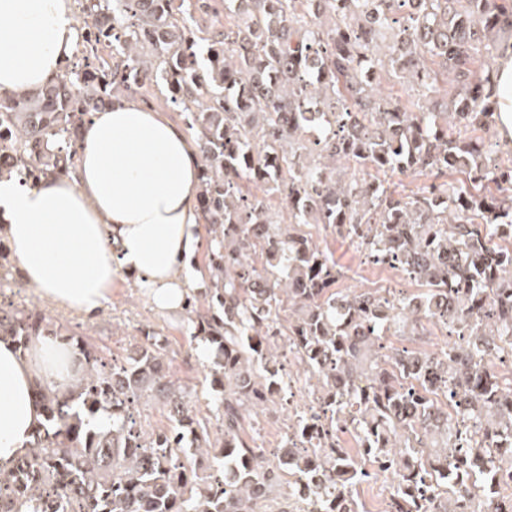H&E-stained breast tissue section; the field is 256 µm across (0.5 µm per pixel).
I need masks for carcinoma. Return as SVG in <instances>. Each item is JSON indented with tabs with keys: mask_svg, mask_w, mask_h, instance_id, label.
Wrapping results in <instances>:
<instances>
[{
	"mask_svg": "<svg viewBox=\"0 0 512 512\" xmlns=\"http://www.w3.org/2000/svg\"><path fill=\"white\" fill-rule=\"evenodd\" d=\"M84 55L38 89L0 99V158L25 181L66 175L75 130L122 94L155 82L184 113L200 151L196 195L211 234L205 288L184 305L221 394L215 472L192 468L186 438L210 448L154 341L116 366L67 338L86 376L66 395L37 389L44 420L29 454L0 471V512H259L317 471L322 512H367L357 487L389 474L388 512H487L496 471L512 469V378L488 365L512 353V165L491 161L497 87L487 57L512 47V0H80ZM224 4V24L203 16ZM112 46L102 63L101 44ZM397 82L404 103L384 93ZM292 121L284 123L283 115ZM430 183L403 194L390 173ZM442 182H436V179ZM277 192L287 211L260 194ZM323 224L374 264L409 266L421 291L335 289L333 255L301 230ZM453 299L444 310L443 295ZM292 310L283 324L284 304ZM455 340L434 352L380 353L383 336L424 322ZM42 320L0 306V338L21 352ZM287 336L312 393L330 403L313 455L266 454L241 436L286 374ZM414 414L400 413L406 395ZM161 397L168 427L136 428L129 407ZM351 429L361 451L335 445ZM152 458V465L144 459ZM469 479L455 481L460 463Z\"/></svg>",
	"mask_w": 512,
	"mask_h": 512,
	"instance_id": "cac0c4a2",
	"label": "carcinoma"
}]
</instances>
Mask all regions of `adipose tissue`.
Listing matches in <instances>:
<instances>
[{
    "label": "adipose tissue",
    "mask_w": 512,
    "mask_h": 512,
    "mask_svg": "<svg viewBox=\"0 0 512 512\" xmlns=\"http://www.w3.org/2000/svg\"><path fill=\"white\" fill-rule=\"evenodd\" d=\"M81 33L73 0H0V99L60 76ZM494 80L498 134L511 142V50ZM199 171L185 132L163 113L121 100L92 113L71 173L24 185L0 170V238L18 277L57 306L94 313L126 271L158 309L178 310L202 279ZM82 375L62 337L37 334L23 353L0 340V470L30 450L43 420L37 388L64 392Z\"/></svg>",
    "instance_id": "obj_1"
}]
</instances>
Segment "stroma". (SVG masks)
<instances>
[{"mask_svg":"<svg viewBox=\"0 0 512 512\" xmlns=\"http://www.w3.org/2000/svg\"><path fill=\"white\" fill-rule=\"evenodd\" d=\"M304 230L314 240L327 244L344 270L338 288H388L404 296L419 292V285L404 279L398 271L367 263L363 253L348 239L324 225L308 224ZM1 302L41 315L62 330L80 335L108 358H126L134 353L145 335L156 336L172 380L186 389L197 419L206 422L211 437H219L220 423L213 406L215 392L210 385L203 347L191 339V322L184 311L156 309L135 276L121 275L113 284L107 302L92 316L50 305L13 272L0 276Z\"/></svg>","mask_w":512,"mask_h":512,"instance_id":"1","label":"stroma"}]
</instances>
